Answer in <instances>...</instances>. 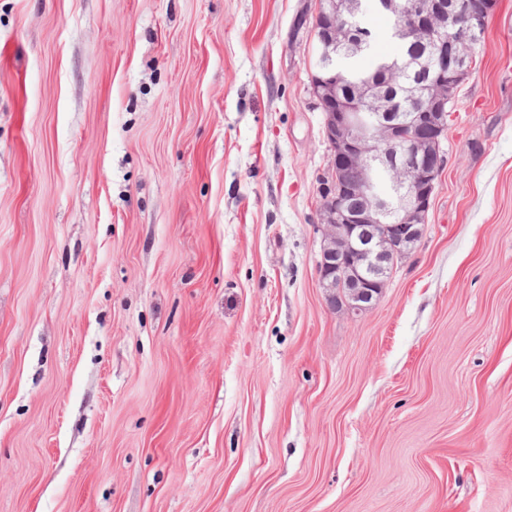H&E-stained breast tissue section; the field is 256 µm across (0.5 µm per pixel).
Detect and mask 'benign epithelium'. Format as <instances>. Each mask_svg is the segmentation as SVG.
Wrapping results in <instances>:
<instances>
[{
    "label": "benign epithelium",
    "mask_w": 512,
    "mask_h": 512,
    "mask_svg": "<svg viewBox=\"0 0 512 512\" xmlns=\"http://www.w3.org/2000/svg\"><path fill=\"white\" fill-rule=\"evenodd\" d=\"M445 0H398L394 5L403 38L430 48L432 78L406 95L403 112L396 101L375 90L359 100L346 98L342 80L310 66L311 90L324 114V138L331 151L332 186L322 195L320 226L321 286L348 285L345 308L351 315L369 309L380 295L388 256L411 250L423 231L441 171L440 145L448 127V103L471 70V52L493 0H459L453 10ZM314 17L317 48L328 56L350 44L338 19L354 12L344 0H318ZM453 26L455 53L448 56L445 31ZM382 167L393 171L395 190L381 196L374 189Z\"/></svg>",
    "instance_id": "7a95c632"
}]
</instances>
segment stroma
I'll list each match as a JSON object with an SVG mask.
<instances>
[{"label":"stroma","instance_id":"obj_1","mask_svg":"<svg viewBox=\"0 0 512 512\" xmlns=\"http://www.w3.org/2000/svg\"><path fill=\"white\" fill-rule=\"evenodd\" d=\"M316 9L0 0V512H512V0L358 317Z\"/></svg>","mask_w":512,"mask_h":512}]
</instances>
